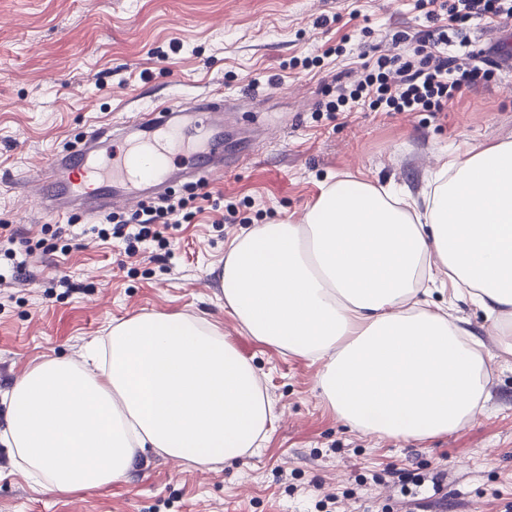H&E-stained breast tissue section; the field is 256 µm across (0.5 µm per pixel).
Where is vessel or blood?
I'll use <instances>...</instances> for the list:
<instances>
[{"instance_id":"1","label":"vessel or blood","mask_w":512,"mask_h":512,"mask_svg":"<svg viewBox=\"0 0 512 512\" xmlns=\"http://www.w3.org/2000/svg\"><path fill=\"white\" fill-rule=\"evenodd\" d=\"M225 106L223 95H204L92 128L36 172L43 215L90 220L123 201L142 203L193 180H223L230 166L222 147ZM202 128L210 138L199 137Z\"/></svg>"}]
</instances>
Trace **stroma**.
I'll list each match as a JSON object with an SVG mask.
<instances>
[{"instance_id": "35a3bbf8", "label": "stroma", "mask_w": 512, "mask_h": 512, "mask_svg": "<svg viewBox=\"0 0 512 512\" xmlns=\"http://www.w3.org/2000/svg\"><path fill=\"white\" fill-rule=\"evenodd\" d=\"M411 0H0V225L20 232L23 276L0 255V392L48 357L81 360L113 321L141 313H193L219 325L258 370L276 420L260 453L200 469L149 451L128 478L61 494L33 489L0 443V512H326L320 492L350 490L364 512H397L403 483L416 512H499L512 500V365L497 359L494 325L467 300L453 318L489 354L482 402L466 426L423 443L354 429L320 396L322 365L260 342L224 307L220 262L244 230L225 204L254 224L301 223L325 181L351 175L420 193L446 156L512 141V73L477 54L494 31L475 22L463 37L489 72L442 112L315 117L336 81L361 77L359 45L389 49L402 31L429 24ZM169 49L157 59L156 48ZM214 92L227 100L224 151L260 147L192 209L171 251L123 259L111 241L75 223L47 226L31 177L90 125L172 97ZM72 287H52L60 274ZM389 474L387 485L374 476Z\"/></svg>"}]
</instances>
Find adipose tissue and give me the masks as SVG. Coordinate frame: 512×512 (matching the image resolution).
<instances>
[{"instance_id": "obj_1", "label": "adipose tissue", "mask_w": 512, "mask_h": 512, "mask_svg": "<svg viewBox=\"0 0 512 512\" xmlns=\"http://www.w3.org/2000/svg\"><path fill=\"white\" fill-rule=\"evenodd\" d=\"M441 273L494 317L511 356V141L450 157L418 197L336 179L302 223L233 239L220 278L250 336L322 361L318 386L340 420L423 441L469 423L485 379L481 345L430 300ZM88 358L43 360L0 393V442L36 486L109 487L149 450L233 463L262 448L276 419L253 364L198 315L131 316Z\"/></svg>"}]
</instances>
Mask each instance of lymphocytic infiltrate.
Instances as JSON below:
<instances>
[{"instance_id": "obj_1", "label": "lymphocytic infiltrate", "mask_w": 512, "mask_h": 512, "mask_svg": "<svg viewBox=\"0 0 512 512\" xmlns=\"http://www.w3.org/2000/svg\"><path fill=\"white\" fill-rule=\"evenodd\" d=\"M415 7L435 21L424 44L399 53L369 55L361 51L362 78L337 85L325 112L386 108L390 112H440L487 77L472 65L468 52L451 38L467 23L512 16V0H416ZM186 198L168 196L150 203L132 216L112 215L97 234L121 242L127 257L141 254L147 245L169 246L168 229L185 220Z\"/></svg>"}]
</instances>
